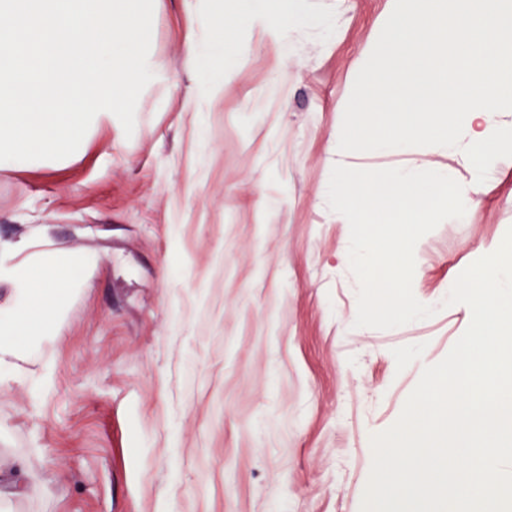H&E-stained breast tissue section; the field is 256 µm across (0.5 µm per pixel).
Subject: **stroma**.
<instances>
[{"label":"stroma","instance_id":"35a3bbf8","mask_svg":"<svg viewBox=\"0 0 512 512\" xmlns=\"http://www.w3.org/2000/svg\"><path fill=\"white\" fill-rule=\"evenodd\" d=\"M380 0H309L334 42L298 37L288 89L239 83L203 112L183 106L197 72L182 0H159L151 44L173 65L141 93L138 128L94 132L61 164L0 170V239L99 256L60 332L0 389V456L30 476L13 512H361L371 437L390 428L425 366L470 324L466 305L387 329L355 327L349 225L323 194L350 65ZM467 170L450 155L410 159ZM473 217L414 250L433 304L512 228V158ZM422 352L399 365V355Z\"/></svg>","mask_w":512,"mask_h":512}]
</instances>
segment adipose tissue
<instances>
[{
    "label": "adipose tissue",
    "instance_id": "adipose-tissue-1",
    "mask_svg": "<svg viewBox=\"0 0 512 512\" xmlns=\"http://www.w3.org/2000/svg\"><path fill=\"white\" fill-rule=\"evenodd\" d=\"M187 14L209 12L212 25L201 41L190 42L189 57L200 73L188 110L214 106L225 90L241 80L283 91L288 62L295 53V35L304 29L333 32L335 22L310 12L307 0H185ZM236 18L231 39L220 33L225 13ZM267 49V66L252 76L246 63L255 46ZM98 255H63L40 249L31 238L0 242V289L9 295L0 304V385L16 382L15 359L26 346H37L57 335L70 295L86 287L85 273Z\"/></svg>",
    "mask_w": 512,
    "mask_h": 512
}]
</instances>
